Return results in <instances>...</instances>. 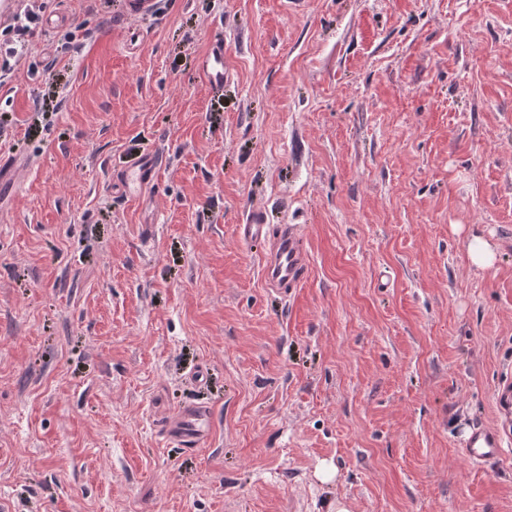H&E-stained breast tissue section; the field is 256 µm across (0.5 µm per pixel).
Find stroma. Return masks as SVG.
Returning a JSON list of instances; mask_svg holds the SVG:
<instances>
[{"instance_id":"35a3bbf8","label":"stroma","mask_w":512,"mask_h":512,"mask_svg":"<svg viewBox=\"0 0 512 512\" xmlns=\"http://www.w3.org/2000/svg\"><path fill=\"white\" fill-rule=\"evenodd\" d=\"M126 2L38 0L0 77V152L35 159L0 196V502L512 512V446L462 451L512 381V0ZM253 211L302 232L290 298ZM192 403L188 452L161 423ZM198 71L211 89L224 88L229 74L224 68V41H212L205 53L198 60ZM162 164V155L156 150L141 152L133 162L125 177V182L133 186L139 194L154 184ZM468 259L478 268L490 267L495 259V254L490 244L480 236H473L468 243ZM211 425V407L198 403L184 407L177 415L166 418L163 429L168 440L181 448L194 450L206 439Z\"/></svg>"}]
</instances>
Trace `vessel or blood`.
Masks as SVG:
<instances>
[{
	"instance_id": "obj_1",
	"label": "vessel or blood",
	"mask_w": 512,
	"mask_h": 512,
	"mask_svg": "<svg viewBox=\"0 0 512 512\" xmlns=\"http://www.w3.org/2000/svg\"><path fill=\"white\" fill-rule=\"evenodd\" d=\"M198 71L207 85L215 90L223 88L229 79L224 66V43L212 41L198 60ZM32 158L16 154H0V190L19 192L27 172L32 168ZM162 164V156L154 150L141 152L125 177L128 185L144 191L153 185ZM238 234L243 242L261 244V273L265 283L277 288L284 295H292L300 288L309 271V258L303 244V236L297 226L265 224L261 213H250L244 224L239 225ZM212 425V409L198 403L184 407L175 416L166 418L163 429L165 437L179 447L192 450L207 437ZM512 432L502 428L473 427L464 444L467 459L486 463L498 459Z\"/></svg>"
}]
</instances>
